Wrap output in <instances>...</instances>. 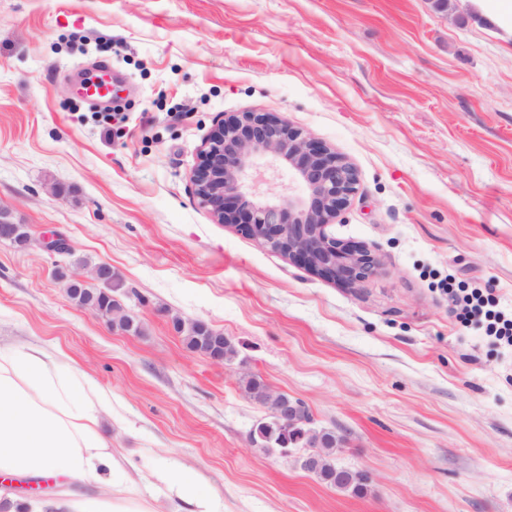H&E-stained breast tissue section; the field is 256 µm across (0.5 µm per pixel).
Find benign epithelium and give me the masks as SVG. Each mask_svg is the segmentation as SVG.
<instances>
[{
    "mask_svg": "<svg viewBox=\"0 0 512 512\" xmlns=\"http://www.w3.org/2000/svg\"><path fill=\"white\" fill-rule=\"evenodd\" d=\"M198 156L189 176L191 192L215 223L235 228L295 266L344 288H359L381 270V259L369 247L327 233L356 194L358 179L344 157L308 132L270 112H237L216 120ZM264 158L268 168L287 170L303 187V195L261 190L267 182L259 163ZM41 247L53 257H64L72 250L60 235L42 239ZM108 269L106 264L99 265L92 280L75 270L69 279L74 284L93 281L106 287ZM95 312L111 326L131 320L123 306ZM224 340L223 333L212 331L201 354L217 364L231 363L224 353ZM266 408L284 432L282 453H290L292 447L311 448L313 452L302 458L301 465L306 470L320 466L314 449L323 444L316 439L304 404L269 389Z\"/></svg>",
    "mask_w": 512,
    "mask_h": 512,
    "instance_id": "obj_1",
    "label": "benign epithelium"
}]
</instances>
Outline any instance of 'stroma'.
I'll use <instances>...</instances> for the list:
<instances>
[{"instance_id":"stroma-1","label":"stroma","mask_w":512,"mask_h":512,"mask_svg":"<svg viewBox=\"0 0 512 512\" xmlns=\"http://www.w3.org/2000/svg\"><path fill=\"white\" fill-rule=\"evenodd\" d=\"M117 102L77 94L100 62ZM121 109L125 122L104 132ZM271 112L355 169L328 228L380 273L350 290L215 223L189 191L216 118ZM0 208L107 263L142 327L68 298L40 248L0 242V353L38 346L92 381L134 496L187 512L158 472L194 469L217 512H512V349L436 283L512 307V31L472 0H0ZM236 346L191 351L174 321ZM346 435L354 496L254 445L244 374Z\"/></svg>"}]
</instances>
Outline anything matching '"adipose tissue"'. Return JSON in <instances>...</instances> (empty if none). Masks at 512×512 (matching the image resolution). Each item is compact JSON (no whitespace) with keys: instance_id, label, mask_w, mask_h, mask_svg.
<instances>
[{"instance_id":"1","label":"adipose tissue","mask_w":512,"mask_h":512,"mask_svg":"<svg viewBox=\"0 0 512 512\" xmlns=\"http://www.w3.org/2000/svg\"><path fill=\"white\" fill-rule=\"evenodd\" d=\"M106 407L91 385L75 388L60 378L55 359L29 348L0 359V478H64L95 484L97 495H48L26 501L0 493V507L17 512H154L152 502L129 496L127 474L115 448L98 431Z\"/></svg>"}]
</instances>
